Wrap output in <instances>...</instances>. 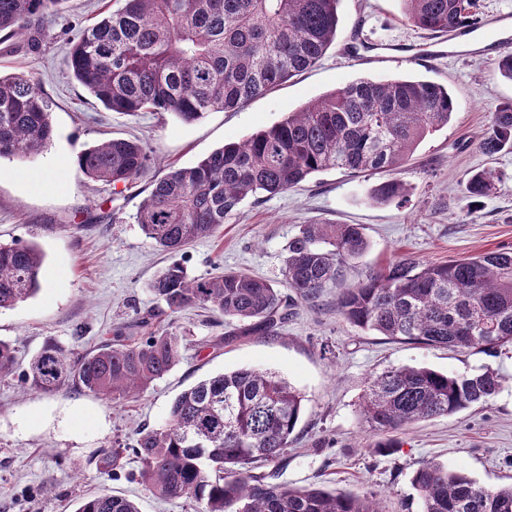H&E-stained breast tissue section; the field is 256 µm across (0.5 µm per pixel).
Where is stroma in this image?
Segmentation results:
<instances>
[{"label":"stroma","mask_w":512,"mask_h":512,"mask_svg":"<svg viewBox=\"0 0 512 512\" xmlns=\"http://www.w3.org/2000/svg\"><path fill=\"white\" fill-rule=\"evenodd\" d=\"M116 0H69L38 30L0 41V73L40 83L52 102L55 137L41 155L0 159V243L35 242L45 259L41 289L0 311V339L12 344L16 368L0 378V512H75L93 493L127 497L141 512H200L190 499L158 498L139 477L126 446L140 428L164 425L173 401L200 380L243 367L277 373L304 396L294 441L274 463L253 471L272 482L321 487L379 499L386 512H421L411 479L435 460L467 472L480 485L512 482V350H450L392 341L361 330L336 310V288L317 304L296 302L288 323L271 335H239L212 309L173 314L150 291L172 262L193 275L233 269L281 285L286 247L300 225L358 224L369 247L351 262L355 284L401 256L425 263L512 248V150L487 157L480 142L491 112L512 99V81L498 70V54L476 53V40L498 39L492 18L512 15V0H478L476 40L431 50L434 33L404 18L402 0H341L335 43L312 68L233 112H212L185 124L164 112L125 116L106 110L72 74L69 49L81 32L117 9ZM363 47L344 55L350 35ZM382 44L406 46L417 57L399 62L379 55ZM417 78L447 86L456 110L447 126L422 141L397 176L409 191L381 204L370 197L379 174L330 170L274 196L250 198L212 238L179 254L147 241L133 216L152 180L188 167L215 149L283 121L311 101L358 79ZM141 138L151 154L147 173L131 187L87 179L77 154L106 138ZM497 178L490 195L470 198L475 172ZM113 213L110 221L101 212ZM124 332L131 340L161 333L183 337L180 362L134 397L114 402L72 384L45 394L24 372L47 340L83 353ZM232 341H225L226 333ZM400 366L469 374L486 369L505 378L489 401L425 420L398 435L400 446L380 452L363 423L360 404L368 380ZM120 449L122 467L100 468L103 453Z\"/></svg>","instance_id":"obj_1"}]
</instances>
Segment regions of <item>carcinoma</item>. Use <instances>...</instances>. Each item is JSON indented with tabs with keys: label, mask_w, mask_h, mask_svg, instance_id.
I'll return each mask as SVG.
<instances>
[{
	"label": "carcinoma",
	"mask_w": 512,
	"mask_h": 512,
	"mask_svg": "<svg viewBox=\"0 0 512 512\" xmlns=\"http://www.w3.org/2000/svg\"><path fill=\"white\" fill-rule=\"evenodd\" d=\"M65 0H0V32L38 29ZM340 0H122L86 28L70 50L75 79L109 111L127 116L167 112L192 123L233 111L318 63L336 42ZM419 29L446 33L475 25L477 0H402ZM455 102L440 84L411 78L359 79L292 112L242 142L226 143L196 165L152 183L135 223L155 246L177 254L215 236L244 200L282 193L327 170L388 173L373 190L387 202L406 184L394 177L427 137L448 125ZM54 138L51 102L24 74L0 75V158L29 159ZM493 156L512 148V100L499 103L480 145ZM150 151L138 139L111 138L81 150L87 178L114 186L142 177ZM496 189L490 171L473 174L468 193ZM368 243L358 224H302L288 241L284 277L302 301L343 281ZM44 254L34 243L0 244V310L40 288ZM150 290L176 313L209 307L240 334L269 335L288 320L277 288L244 272L192 276L178 263L159 272ZM336 310L351 324L389 340L427 346L496 350L512 346V249L424 264L406 255L341 290ZM183 339L160 334L109 343L74 356L54 341L33 356L25 381L50 393L70 382L115 402L133 397L180 361ZM14 348L0 340V378L12 374ZM503 377L486 370L458 375L399 367L370 378L361 414L377 448L400 447L395 433L419 421L459 413L492 399ZM304 397L276 374L241 368L182 392L167 422L143 428L129 444L140 477L164 499L187 498L202 512H383L375 499L293 488L265 481L250 465L276 462L293 442ZM423 512H512V484L487 489L436 461L412 477ZM75 512H139L114 495L83 500Z\"/></svg>",
	"instance_id": "1"
}]
</instances>
